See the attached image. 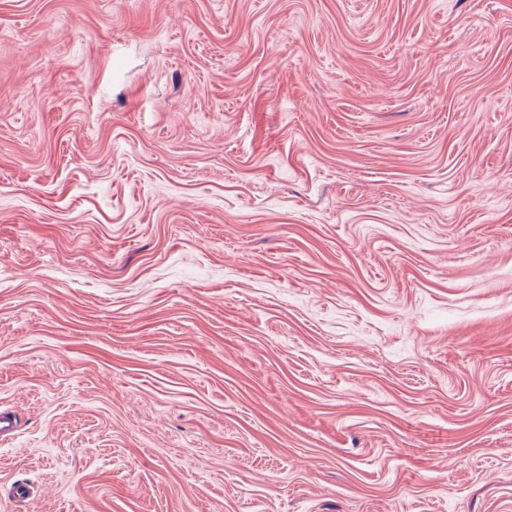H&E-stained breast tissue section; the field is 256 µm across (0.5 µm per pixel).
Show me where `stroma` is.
Segmentation results:
<instances>
[{"label": "stroma", "mask_w": 512, "mask_h": 512, "mask_svg": "<svg viewBox=\"0 0 512 512\" xmlns=\"http://www.w3.org/2000/svg\"><path fill=\"white\" fill-rule=\"evenodd\" d=\"M1 407L0 512H512V0H0Z\"/></svg>", "instance_id": "35a3bbf8"}]
</instances>
